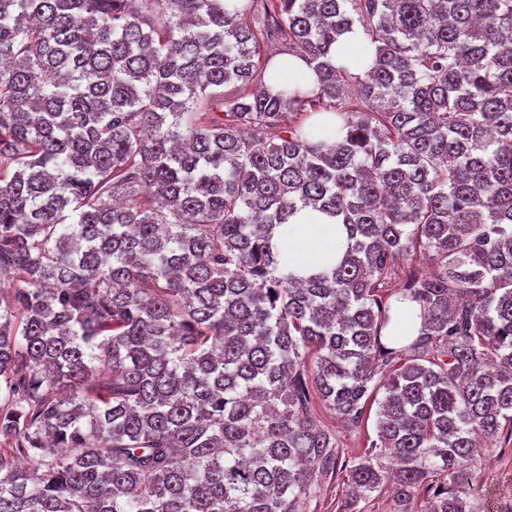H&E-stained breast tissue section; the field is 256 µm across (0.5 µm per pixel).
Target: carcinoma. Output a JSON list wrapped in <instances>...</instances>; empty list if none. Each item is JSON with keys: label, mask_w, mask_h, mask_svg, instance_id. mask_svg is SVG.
Listing matches in <instances>:
<instances>
[{"label": "carcinoma", "mask_w": 512, "mask_h": 512, "mask_svg": "<svg viewBox=\"0 0 512 512\" xmlns=\"http://www.w3.org/2000/svg\"><path fill=\"white\" fill-rule=\"evenodd\" d=\"M269 44L316 93L252 89ZM300 208L348 245L298 283ZM2 280L0 512H300L338 467L346 512H476L512 440V0H0ZM380 391L340 464L312 400ZM368 44L360 27H353L344 33L334 48V59L337 67L358 73L366 67L365 47ZM395 504L387 490L375 492L368 499H361L354 512H394Z\"/></svg>", "instance_id": "1"}]
</instances>
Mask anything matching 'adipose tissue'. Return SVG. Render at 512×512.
Returning <instances> with one entry per match:
<instances>
[{"instance_id":"obj_1","label":"adipose tissue","mask_w":512,"mask_h":512,"mask_svg":"<svg viewBox=\"0 0 512 512\" xmlns=\"http://www.w3.org/2000/svg\"><path fill=\"white\" fill-rule=\"evenodd\" d=\"M273 242L288 254L280 273L306 277L335 262L346 244V233L328 216L301 209L277 232Z\"/></svg>"}]
</instances>
